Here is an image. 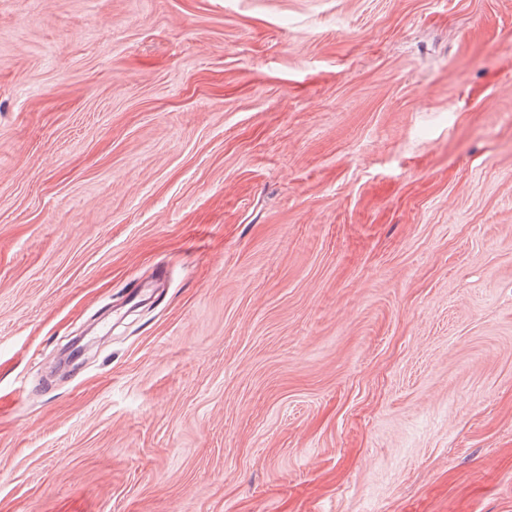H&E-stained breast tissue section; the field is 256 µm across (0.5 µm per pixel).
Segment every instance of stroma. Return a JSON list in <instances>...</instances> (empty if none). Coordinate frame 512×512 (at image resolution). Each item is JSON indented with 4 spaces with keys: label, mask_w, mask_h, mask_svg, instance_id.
<instances>
[{
    "label": "stroma",
    "mask_w": 512,
    "mask_h": 512,
    "mask_svg": "<svg viewBox=\"0 0 512 512\" xmlns=\"http://www.w3.org/2000/svg\"><path fill=\"white\" fill-rule=\"evenodd\" d=\"M0 512H512V0H0Z\"/></svg>",
    "instance_id": "35a3bbf8"
}]
</instances>
